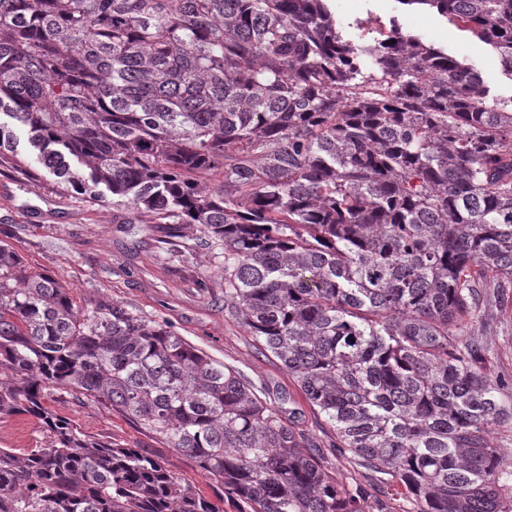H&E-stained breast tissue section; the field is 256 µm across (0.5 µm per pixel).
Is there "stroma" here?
I'll use <instances>...</instances> for the list:
<instances>
[{
  "label": "stroma",
  "mask_w": 512,
  "mask_h": 512,
  "mask_svg": "<svg viewBox=\"0 0 512 512\" xmlns=\"http://www.w3.org/2000/svg\"><path fill=\"white\" fill-rule=\"evenodd\" d=\"M339 26L359 43L397 19L403 30L463 58L478 69L492 94L512 96V77L497 54L472 33L430 10L406 9L398 0H331ZM0 242L11 245L29 271L46 273L67 288L77 309L101 300L165 322L211 357L234 367L257 393L292 413L296 427L328 445L331 432L310 409L279 362L266 357L251 336L224 310V257L195 224H156L113 205L111 194L91 202L57 187L50 174L39 181L0 166ZM483 321L472 332L489 349L491 375L512 383V287L482 290ZM98 440L134 448L160 459L178 479L223 512H237L223 484L204 475L196 460L142 430L132 419L84 398L59 391L46 401ZM38 421L0 419V447L23 453L41 445Z\"/></svg>",
  "instance_id": "obj_1"
}]
</instances>
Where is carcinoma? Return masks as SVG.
<instances>
[{
	"label": "carcinoma",
	"mask_w": 512,
	"mask_h": 512,
	"mask_svg": "<svg viewBox=\"0 0 512 512\" xmlns=\"http://www.w3.org/2000/svg\"><path fill=\"white\" fill-rule=\"evenodd\" d=\"M490 45L512 0H398ZM58 187L224 249V310L389 476L370 504L233 368L108 300L77 310L0 242V512H219L164 464L88 438L55 390L133 419L224 482L238 512H512L493 429L512 419L470 334L512 284V97L402 30L355 45L329 0H0V116ZM22 166L0 121V164ZM220 169L208 186L199 175ZM43 441V432L35 418L11 416L0 419V447L24 453L41 445Z\"/></svg>",
	"instance_id": "1"
}]
</instances>
